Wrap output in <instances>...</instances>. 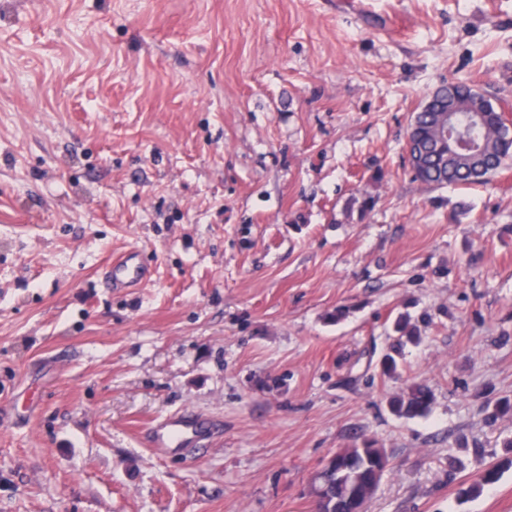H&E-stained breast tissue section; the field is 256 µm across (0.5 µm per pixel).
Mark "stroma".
I'll use <instances>...</instances> for the list:
<instances>
[{
  "label": "stroma",
  "instance_id": "obj_1",
  "mask_svg": "<svg viewBox=\"0 0 512 512\" xmlns=\"http://www.w3.org/2000/svg\"><path fill=\"white\" fill-rule=\"evenodd\" d=\"M460 80L512 112V0H0V512H314L365 439L367 512H512V468L459 495L512 455V164L405 151ZM132 247L152 282L107 288ZM408 320L406 318L401 317L395 323V333L397 336H394L393 344L391 345V353H387L384 356V360L382 362V370L384 375L391 376L396 373L398 368V362L395 355H400V349L403 345V338H409L412 335V332L409 330ZM434 403L431 390L421 384L412 385L407 392L390 401V409L396 415L423 417ZM199 433V427L192 418V411L184 410L165 418L154 427L152 446L160 452L167 448L182 447ZM334 455L344 468L327 469L319 479L328 486L331 502L337 500L342 505L340 512H352L346 508L349 494L356 490L363 503L368 501L389 465V456L384 449L375 448L366 440L350 448H341ZM374 466L379 471L376 479Z\"/></svg>",
  "mask_w": 512,
  "mask_h": 512
}]
</instances>
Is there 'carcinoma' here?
<instances>
[{
	"label": "carcinoma",
	"mask_w": 512,
	"mask_h": 512,
	"mask_svg": "<svg viewBox=\"0 0 512 512\" xmlns=\"http://www.w3.org/2000/svg\"><path fill=\"white\" fill-rule=\"evenodd\" d=\"M429 112H416L411 119V139L417 142L418 163L413 170L414 179L423 185H484L502 168L506 160H512V129L508 128L498 107L490 99L478 93L464 81L445 83L431 96ZM455 110L454 129L459 137L440 131L436 111ZM391 352L384 356L383 374L396 373L403 338L412 332L408 320L400 318L395 323ZM434 403L431 390L421 384L412 385L407 392L390 401V409L396 415L423 417ZM343 468L323 471L319 479L328 486L331 501H337L343 512L347 498L356 490L361 501H368L389 465V456L382 448L364 440L350 448L335 453ZM496 465L486 468L478 480L460 489V495L472 497L482 487L499 479Z\"/></svg>",
	"instance_id": "carcinoma-1"
}]
</instances>
